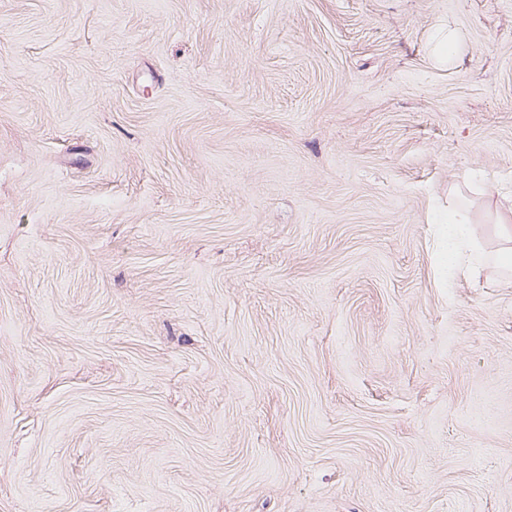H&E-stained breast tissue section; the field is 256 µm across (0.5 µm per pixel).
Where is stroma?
<instances>
[{"label": "stroma", "mask_w": 512, "mask_h": 512, "mask_svg": "<svg viewBox=\"0 0 512 512\" xmlns=\"http://www.w3.org/2000/svg\"><path fill=\"white\" fill-rule=\"evenodd\" d=\"M510 195L512 0H0V512H512Z\"/></svg>", "instance_id": "35a3bbf8"}]
</instances>
